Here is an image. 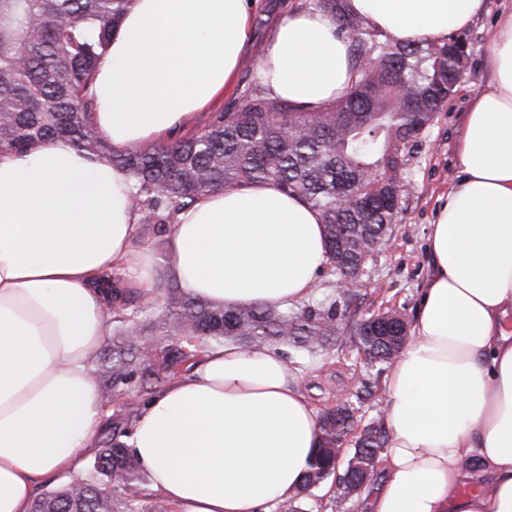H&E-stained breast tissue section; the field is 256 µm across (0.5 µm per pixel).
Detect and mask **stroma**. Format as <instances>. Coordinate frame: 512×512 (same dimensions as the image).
Instances as JSON below:
<instances>
[{"label":"stroma","mask_w":512,"mask_h":512,"mask_svg":"<svg viewBox=\"0 0 512 512\" xmlns=\"http://www.w3.org/2000/svg\"><path fill=\"white\" fill-rule=\"evenodd\" d=\"M509 7L512 0H486L485 11L461 31L469 47L467 67L456 93L434 124L422 132L408 156L401 209L390 239L364 269L366 286L350 306L353 317L388 308L414 313L419 290L429 274L426 228L455 180L464 114L471 100L488 84L490 35L498 15ZM287 357L300 371L301 386L320 412L355 393L357 382L370 372L364 358L349 343L339 342L313 355L291 351Z\"/></svg>","instance_id":"obj_1"}]
</instances>
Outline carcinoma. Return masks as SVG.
Returning a JSON list of instances; mask_svg holds the SVG:
<instances>
[{
	"instance_id": "carcinoma-1",
	"label": "carcinoma",
	"mask_w": 512,
	"mask_h": 512,
	"mask_svg": "<svg viewBox=\"0 0 512 512\" xmlns=\"http://www.w3.org/2000/svg\"><path fill=\"white\" fill-rule=\"evenodd\" d=\"M130 0H0V156L28 153L63 140L92 161L128 173L137 223L163 234L176 214L207 192L268 181L319 211L327 266L336 278L354 276L386 242L401 203L406 156L455 93L466 64L457 37L436 43H394L347 11L345 0H305L333 15L350 39L358 79L346 95L313 109L272 98L254 78L232 112H212L191 133L168 143L146 142L112 153L91 121L97 99L96 64L106 52ZM112 288V323L122 336L112 353H94L102 406L112 407L119 385L134 384L145 399L204 351L238 344L313 349L343 334L367 365L387 368L385 342L365 336L369 317L346 320L338 301L279 309H224L184 291L163 275L151 293L126 288L115 271L101 275ZM162 314L155 315L156 297ZM321 414L322 443L302 486L318 489L336 478V451L355 427L360 395ZM138 404L107 416L92 466L40 493L32 512H171L149 492L137 460L127 452ZM389 435L384 420L364 427L352 453L371 466Z\"/></svg>"
}]
</instances>
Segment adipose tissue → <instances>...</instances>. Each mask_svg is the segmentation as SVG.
I'll return each instance as SVG.
<instances>
[{
	"label": "adipose tissue",
	"mask_w": 512,
	"mask_h": 512,
	"mask_svg": "<svg viewBox=\"0 0 512 512\" xmlns=\"http://www.w3.org/2000/svg\"><path fill=\"white\" fill-rule=\"evenodd\" d=\"M259 0H131L101 58L98 132L125 152L196 126L241 67ZM484 0H347L398 43L466 29ZM328 13L289 9L257 68L266 92L304 106L357 74ZM487 88L470 104L459 177L427 228L430 275L412 334L389 366L370 512H512V10L492 34ZM125 171L53 140L0 157V512H32L41 479L79 470L103 420L88 365L118 270L150 290ZM164 267L225 308L286 307L326 260L321 217L272 182L201 196L168 228ZM320 444L300 373L270 348L209 350L144 404L127 445L173 512H273ZM484 482L460 488L473 472Z\"/></svg>",
	"instance_id": "1"
}]
</instances>
